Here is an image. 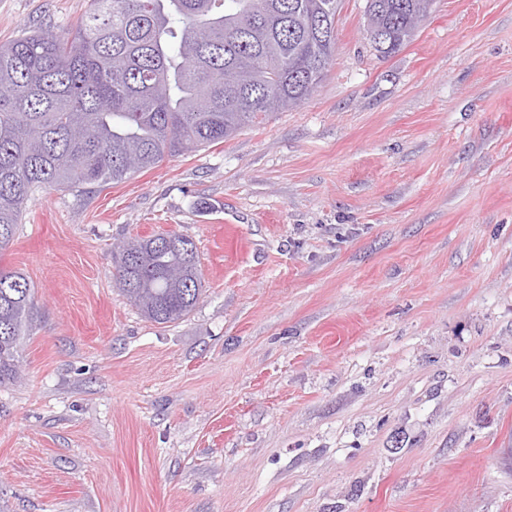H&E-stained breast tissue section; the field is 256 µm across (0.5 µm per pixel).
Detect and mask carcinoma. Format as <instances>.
<instances>
[{
  "label": "carcinoma",
  "mask_w": 512,
  "mask_h": 512,
  "mask_svg": "<svg viewBox=\"0 0 512 512\" xmlns=\"http://www.w3.org/2000/svg\"><path fill=\"white\" fill-rule=\"evenodd\" d=\"M342 0H90L66 34L35 28L0 43V250L42 187L80 192L222 143L299 105L325 77ZM424 0H366L386 58L417 30ZM115 280L157 324L203 292L192 238H132ZM35 289L0 268V384L17 379Z\"/></svg>",
  "instance_id": "1"
}]
</instances>
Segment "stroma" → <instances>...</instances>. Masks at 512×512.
<instances>
[{
  "label": "stroma",
  "mask_w": 512,
  "mask_h": 512,
  "mask_svg": "<svg viewBox=\"0 0 512 512\" xmlns=\"http://www.w3.org/2000/svg\"><path fill=\"white\" fill-rule=\"evenodd\" d=\"M365 5L298 107L27 202L0 512H512V0H434L386 58ZM88 7L0 0V42ZM162 231L204 291L159 325L113 247Z\"/></svg>",
  "instance_id": "obj_1"
}]
</instances>
